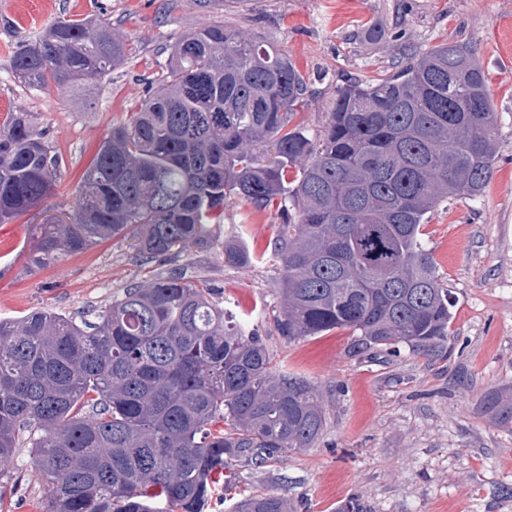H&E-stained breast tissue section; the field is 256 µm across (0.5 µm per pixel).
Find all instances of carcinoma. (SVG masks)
Instances as JSON below:
<instances>
[{"label":"carcinoma","mask_w":512,"mask_h":512,"mask_svg":"<svg viewBox=\"0 0 512 512\" xmlns=\"http://www.w3.org/2000/svg\"><path fill=\"white\" fill-rule=\"evenodd\" d=\"M125 57L102 21L63 15L14 52V76L81 97ZM307 82L261 40L220 24L181 38L155 90L112 128L69 221L43 224L47 265L114 238L165 261L208 245L235 196L278 208L282 335L351 329L392 350L434 352L451 294L420 227L440 203L485 193L498 153L495 106L472 47L445 43L392 74L336 90L323 128L291 122ZM59 157L29 112L0 127V224L51 197ZM177 269L75 316L0 320V477L31 449L56 486L44 512H203L224 470L311 448L326 424L307 379ZM485 409L512 426V395ZM232 512H291L242 496Z\"/></svg>","instance_id":"1"}]
</instances>
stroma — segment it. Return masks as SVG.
I'll use <instances>...</instances> for the list:
<instances>
[{"mask_svg": "<svg viewBox=\"0 0 512 512\" xmlns=\"http://www.w3.org/2000/svg\"><path fill=\"white\" fill-rule=\"evenodd\" d=\"M62 14L98 17L130 51L82 99L26 87L10 69L19 42ZM370 20L385 38L364 36ZM206 22L288 54L308 83L296 120L312 132L325 123L337 87L392 73L441 43L471 45L500 143L484 195L440 203L422 226L438 274L457 299L437 353L404 344L394 353L368 348L349 329L282 336L278 209L231 197L223 222L212 225L219 242L248 249L250 264H228L218 250L198 247L173 261L264 338L277 367L308 377L326 405L315 447L259 467L233 463L237 492H276L294 512H333L355 496L372 512H512V427L497 424L484 407L488 392L512 388V0H0V122L10 112L33 113L62 159L54 196L0 224V317L99 307L163 272V265L142 262L128 238L44 267L31 261L33 243L41 225L57 223L73 206L101 142L158 84L173 45ZM9 471L0 478V512H42L52 488L28 449L17 450Z\"/></svg>", "mask_w": 512, "mask_h": 512, "instance_id": "stroma-1", "label": "stroma"}]
</instances>
